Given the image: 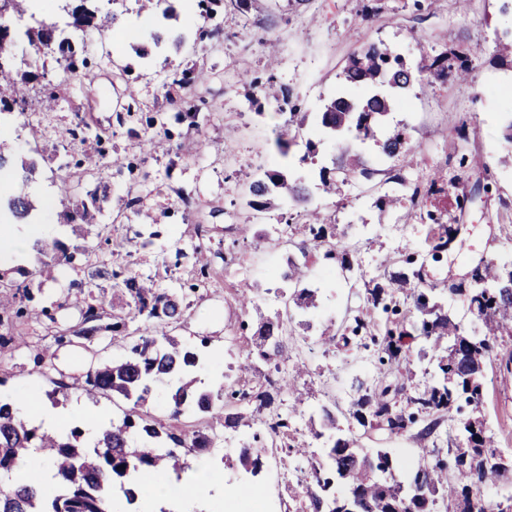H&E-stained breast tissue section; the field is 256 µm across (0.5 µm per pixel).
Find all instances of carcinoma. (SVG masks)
Here are the masks:
<instances>
[{
	"label": "carcinoma",
	"instance_id": "carcinoma-1",
	"mask_svg": "<svg viewBox=\"0 0 512 512\" xmlns=\"http://www.w3.org/2000/svg\"><path fill=\"white\" fill-rule=\"evenodd\" d=\"M72 26L75 43L69 38L57 40L55 23L45 20L36 21V26L24 31L14 26L9 37H0V112L8 105L25 109L28 85L35 79V74L22 73L17 66L15 46L20 35L46 50H59L65 70L72 72L76 69L72 45L83 49L91 31L107 28L104 23L97 24L94 13L83 4ZM274 63L269 60V75L261 88L264 97L284 102L289 100V90L274 74ZM468 70L462 55L450 56L443 51L409 60L384 42H373L352 55L340 76V90L314 117L323 137L342 144L331 166L321 167L319 189L332 193L352 178L368 181L376 174L367 159L352 150L349 139L371 138L384 156L407 161L413 148L405 133L395 129L379 139L376 129L398 98L421 83L423 76L463 77ZM96 143L99 147L84 151L85 168L95 171L105 167L107 160L102 139L96 138ZM6 175L10 176L8 182H13L17 169L13 152L0 139V178ZM71 182L70 178L62 181L59 197L65 215L73 223V232L82 238L100 223L102 206L95 195L88 203L78 200ZM247 183L248 206L255 211L298 205L310 196L308 186L302 182L290 184L276 170L250 176ZM7 207L16 220L22 221L30 215L33 203L28 193L20 191L7 198ZM427 216L438 226L431 248V257L436 260L448 249L456 229L432 211ZM307 228L309 237L298 244L299 255L288 258V270L282 274L284 282L300 284L304 269L319 254L325 260L337 258L341 267L351 268L348 251L332 242L336 234L328 232L319 212L309 213ZM33 249L41 255L38 273L60 265L73 267L78 258L80 266L89 270L88 287H98V280L110 281L128 297L126 307L114 306L109 311L104 300L88 293L90 299L79 307V321L66 329L72 337L90 344L101 340L106 319L112 320V332L116 334L124 332L128 321L136 318L148 327L127 354L97 360L83 375L86 393H110L132 403L122 418L100 424L92 438L78 426L53 435L19 414L13 399L0 397V512H121L124 504H135L151 492L153 473L181 475L190 468L187 453L213 447L214 439L226 429L253 427L254 419L265 429L253 432L241 444L238 463L255 473L262 468L267 442L284 440L291 428L290 416L278 410V397L286 390L295 402H302L293 382L265 375L252 380L248 388L233 387L226 394L200 387V380L193 377L202 363L200 351L172 335L188 309L181 292L157 288L152 280L127 268L116 270L112 259L87 246L58 244L50 253L36 240ZM404 263L406 270L391 276L390 285L408 291L414 307L403 310L389 291L390 285L377 283L367 297L372 310L354 316L341 330L340 340L359 347L362 337L371 338L382 351L380 364L403 369L409 377L413 375V345L423 342L428 349H420L419 358L428 360L434 376L415 388L404 406L397 405V396L404 389L400 377L373 389L358 388L349 411L346 437L336 436V416L328 408H321L319 425L310 419L312 436L325 439L326 457L325 462L312 466L319 491L306 489L310 506L313 512H435L437 502L456 497L464 512H512V494L506 497V504L499 503L494 509L476 496L481 487L512 474V455L495 448L484 420L478 416L486 362L498 338L512 335V265L473 269L469 288L465 289L469 311L485 325L484 335L476 337L462 333L460 323L445 310L444 298L419 291L422 274L414 268V257L406 256ZM289 299L303 312L317 308V294L308 288L298 287ZM32 301L28 285L0 271V326L9 329L48 316V310L30 306ZM284 333V323L278 319L260 322L250 355L266 362L284 358L288 349ZM159 392L164 393L170 407L166 422L146 408ZM187 408L202 416L201 426L189 435L175 425ZM443 415L453 422L455 431L449 463L434 458V450L421 448L417 469L400 478L390 451L369 450L358 444L360 431L374 429L390 439L415 425L421 426L418 436L424 441L435 431L436 418ZM35 451L50 461V471L46 478L31 485L21 481V474L39 462ZM338 483L345 486V494L330 495Z\"/></svg>",
	"mask_w": 512,
	"mask_h": 512
}]
</instances>
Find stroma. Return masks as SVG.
Wrapping results in <instances>:
<instances>
[{
	"label": "stroma",
	"mask_w": 512,
	"mask_h": 512,
	"mask_svg": "<svg viewBox=\"0 0 512 512\" xmlns=\"http://www.w3.org/2000/svg\"><path fill=\"white\" fill-rule=\"evenodd\" d=\"M366 0H312L310 6L292 7L286 0H256L246 13L225 10L212 0H161L154 13L141 12L138 0H96L100 14L113 16L111 30L88 43L86 63L78 73L64 72L60 53L38 52L28 40L16 45L25 69L38 72L24 113L0 114L17 156L35 160L26 190L36 209L32 222L49 225L45 241L74 243L70 225L58 212L45 209L56 199L61 163L77 161L69 129L83 122L104 140L110 163L102 174L84 175L78 196L89 199L107 193L102 221L113 251L114 267H128L152 278L163 289L192 282L197 246H204L212 261V275L198 293L187 294L189 309L175 333L188 343L209 338L210 350L221 355L219 366L202 372L212 391L226 383V366L238 362L242 348L250 346L259 318L276 317L282 306L276 290V270L287 255L275 249L274 240L288 223H304L305 209H317L336 226V238L351 250L355 274L344 278L339 265L314 261L304 287L316 290L319 304L310 313L291 309L292 336L288 357L279 365L257 362L265 374H298L308 393V409L328 406L349 411L358 384L372 387L388 377L373 350L319 343L324 330H338L351 315L366 306L365 285L388 284L402 271L406 253L426 256L425 285L447 288L466 282L480 263H512V143L502 128L512 115V61L494 53L495 40L504 27L498 0H380L381 11L364 20ZM218 33L211 43L210 33ZM161 42H154L153 34ZM385 42L408 57L424 50L437 54L453 49L469 59L470 77L461 83L432 76L404 95L385 121L386 128H406L415 154L403 174L407 180H427L443 173L445 192L429 197L421 209L404 198L403 186L390 182L392 162L378 158L375 143L361 149L377 174L372 182L353 180L339 194L317 190L319 167H301L279 158L273 140V118L279 105L266 99L252 101L253 82L266 77L269 50H276V73L292 98L305 111H320L332 96L348 56L371 42ZM204 67L206 82H185L174 97H167L166 82L181 79ZM55 96L54 111L41 105ZM194 111L199 127L188 131L175 123V113ZM140 112L170 116L171 138H164L136 118ZM466 124L467 150L457 145L455 128ZM45 135L35 140L29 126ZM267 155L268 168L287 177L302 178L312 192L306 206L272 210L257 222L234 190L242 172L251 171L255 154ZM485 183L489 192L458 209V193ZM400 196L393 207L381 200ZM430 211L447 217L462 216L464 226L442 260L428 259ZM202 224L204 240L187 236L188 225ZM152 237L143 245V237ZM233 255L237 265L224 264ZM82 269L62 267L34 277L31 292L38 306L53 315V322L32 323L25 330L31 349L0 348V385L27 398L45 400L55 381H71L87 369L92 354L112 358L123 354L128 339L145 332L142 320L129 322L123 337L105 339L91 347L74 339L58 341L54 324H67L75 309L63 307L66 295L84 281ZM260 287L252 306L240 307L237 291L243 284ZM126 402L109 396L88 395L83 389L67 390L54 408L59 423L87 426L90 418L121 417ZM481 415L496 448L512 452V336L503 337L487 361L483 379ZM244 429L225 430V443L206 461L221 474L219 481L192 498L175 497L166 504L148 499L146 512H225L224 500L235 486L255 484L266 493L269 512H294L290 490L297 482H311L310 464L324 461L320 441L309 432L305 414L292 420L290 437L306 448L305 456L270 451L259 475L234 466L238 441Z\"/></svg>",
	"instance_id": "stroma-1"
}]
</instances>
